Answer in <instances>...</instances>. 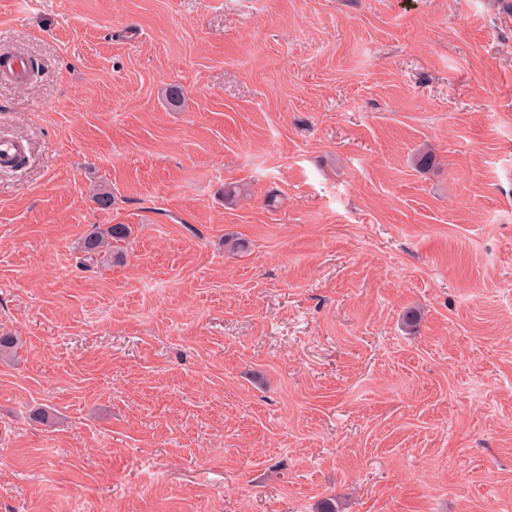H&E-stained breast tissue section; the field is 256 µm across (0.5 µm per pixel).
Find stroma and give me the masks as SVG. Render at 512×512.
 <instances>
[{
    "mask_svg": "<svg viewBox=\"0 0 512 512\" xmlns=\"http://www.w3.org/2000/svg\"><path fill=\"white\" fill-rule=\"evenodd\" d=\"M0 50V512H512V0H0ZM26 61L18 56H0V77L17 83L23 82L26 74ZM128 227L125 224H113L106 229L89 233L82 241L81 250L86 253L87 259L104 263L112 257V241L120 242L127 237Z\"/></svg>",
    "mask_w": 512,
    "mask_h": 512,
    "instance_id": "obj_1",
    "label": "stroma"
}]
</instances>
